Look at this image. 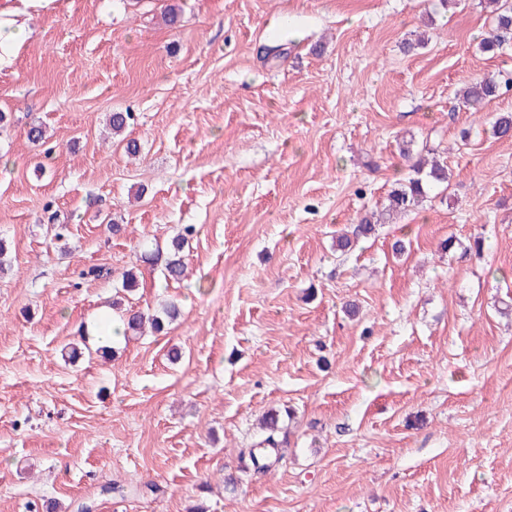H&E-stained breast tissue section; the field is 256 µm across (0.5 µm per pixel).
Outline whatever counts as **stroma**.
<instances>
[{
  "mask_svg": "<svg viewBox=\"0 0 512 512\" xmlns=\"http://www.w3.org/2000/svg\"><path fill=\"white\" fill-rule=\"evenodd\" d=\"M25 21L0 67V512H512V139L490 133L512 91L458 96L512 72V44L479 48L487 0H50ZM408 139L448 190L337 250ZM177 237L174 282L151 255ZM129 270L130 305L180 317L68 361ZM271 410L280 460L243 472ZM512 88V77L502 76L500 79L483 78L468 84L462 94L463 103L468 108L478 109L486 101L499 96L501 89Z\"/></svg>",
  "mask_w": 512,
  "mask_h": 512,
  "instance_id": "stroma-1",
  "label": "stroma"
}]
</instances>
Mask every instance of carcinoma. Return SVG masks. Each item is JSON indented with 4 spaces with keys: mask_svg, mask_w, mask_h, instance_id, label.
I'll list each match as a JSON object with an SVG mask.
<instances>
[{
    "mask_svg": "<svg viewBox=\"0 0 512 512\" xmlns=\"http://www.w3.org/2000/svg\"><path fill=\"white\" fill-rule=\"evenodd\" d=\"M492 7V27L480 41V48L487 53H495L512 41V0H489ZM512 88V77L483 78L468 84L462 94L465 106L478 109L486 101L499 96L501 89ZM134 117L130 112H115L110 116V125L115 134L125 131ZM493 135L498 138L512 137V113L505 112L498 115L492 126ZM414 142L410 141L400 148V156L409 162L411 174L398 183L388 194V204L380 211H371L365 214L355 226L354 235L367 236L374 232L375 225L384 224L394 215L405 214L427 201L430 192L435 187H441L450 180L448 166L436 160L426 163L420 155L414 153ZM185 238L181 237L172 243L164 263L167 278L181 279L186 271L182 258ZM119 322L125 328V333H140L145 324L157 332L164 329L165 323L173 322L180 316V309L174 302L166 304L158 314L133 307H122V300H112ZM261 430L264 438L261 441L263 448L259 449V456L254 458L255 467L265 469L269 464L266 449L277 445L275 436L279 431V417L276 414L268 415L263 421Z\"/></svg>",
    "mask_w": 512,
    "mask_h": 512,
    "instance_id": "obj_1",
    "label": "carcinoma"
}]
</instances>
